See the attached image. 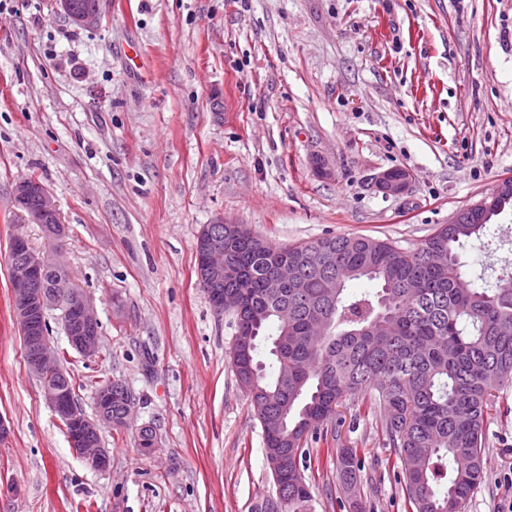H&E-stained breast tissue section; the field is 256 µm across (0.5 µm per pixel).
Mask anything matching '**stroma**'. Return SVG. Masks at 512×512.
Returning <instances> with one entry per match:
<instances>
[{
	"mask_svg": "<svg viewBox=\"0 0 512 512\" xmlns=\"http://www.w3.org/2000/svg\"><path fill=\"white\" fill-rule=\"evenodd\" d=\"M94 27L50 0H0V512H254L274 494L261 426L228 352L235 329L197 275L203 225L278 246L363 234L413 249L512 178V0H104ZM324 160L329 175L318 173ZM402 167L408 191H376ZM38 178L67 227L56 248L12 206ZM512 209L459 252L494 283ZM63 251L100 322V353L50 342L94 412L125 381L134 425L102 427L107 471L71 448L29 371L11 310L15 235ZM309 443L311 512H409L383 415L341 408ZM154 424L156 453L136 429ZM364 460L354 494L336 448ZM484 480L463 512L512 501V388L486 428ZM411 181L412 174L408 169L400 168L395 170L394 168H390L377 175L374 185L377 190L384 195L398 196L408 190Z\"/></svg>",
	"mask_w": 512,
	"mask_h": 512,
	"instance_id": "stroma-1",
	"label": "stroma"
}]
</instances>
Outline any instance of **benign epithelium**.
I'll return each instance as SVG.
<instances>
[{
    "instance_id": "1",
    "label": "benign epithelium",
    "mask_w": 512,
    "mask_h": 512,
    "mask_svg": "<svg viewBox=\"0 0 512 512\" xmlns=\"http://www.w3.org/2000/svg\"><path fill=\"white\" fill-rule=\"evenodd\" d=\"M56 9L78 26H91L100 20L103 0H53ZM412 181L406 168L387 169L375 178L374 185L386 196L404 194ZM512 197V179L499 182L494 191L479 202ZM13 205L26 224L39 225L45 235L57 242L65 236V225L45 187L33 178L19 181L13 194ZM197 252L198 277L208 300L220 312L241 314L237 294L224 291V226L211 224ZM9 276L11 281L13 318L18 326L25 360L29 369L39 377L49 372H61L57 353L46 336L43 319L53 307L64 308V328L69 345L87 358L99 354V320L93 301L78 288L69 274L68 266L51 258L46 266L20 235L10 243ZM43 397L55 415L69 425L70 447L93 469L106 471L110 458L97 441L99 429L112 425V384L100 387L95 398L99 409L94 417L81 413L67 392L58 384L42 385Z\"/></svg>"
}]
</instances>
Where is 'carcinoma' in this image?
I'll list each match as a JSON object with an SVG mask.
<instances>
[{
	"instance_id": "1",
	"label": "carcinoma",
	"mask_w": 512,
	"mask_h": 512,
	"mask_svg": "<svg viewBox=\"0 0 512 512\" xmlns=\"http://www.w3.org/2000/svg\"><path fill=\"white\" fill-rule=\"evenodd\" d=\"M481 224H440L414 249L366 235H337L295 246L257 237L224 254L234 273L224 288L240 294L258 322L234 319L232 367L257 415L265 459L285 454L281 495L255 512H309L301 469L305 446L347 400L384 411L382 431L402 463L412 512H462L483 475L486 423L512 386V274L475 288L456 249L480 238ZM296 263L295 285L276 286L275 267ZM367 278L374 293L347 292ZM270 345L273 373L257 361ZM362 460L336 455L346 493L355 492Z\"/></svg>"
}]
</instances>
